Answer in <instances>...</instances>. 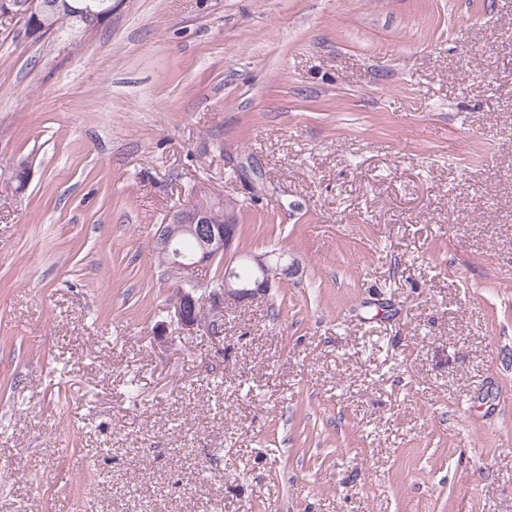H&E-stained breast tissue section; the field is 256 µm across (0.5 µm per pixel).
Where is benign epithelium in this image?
I'll return each instance as SVG.
<instances>
[{
    "mask_svg": "<svg viewBox=\"0 0 512 512\" xmlns=\"http://www.w3.org/2000/svg\"><path fill=\"white\" fill-rule=\"evenodd\" d=\"M13 16L21 15L32 18V23L45 31L46 26L40 25L43 15L46 14V5L43 0H6L0 8ZM211 208L204 204L187 203L182 205L173 214L168 224L162 225L157 239L156 254L160 259L176 271L177 278L200 265H206L210 260L222 253L234 258L240 256L235 247L237 228L234 224L233 211L224 207V223H210ZM189 235L198 243V251L187 256L175 248V240L179 236ZM248 263L253 275L247 279L241 278L232 270V262L225 263L227 272L224 276V287L210 297L211 314L217 318L223 316V299L233 296L239 300L254 299L265 295L272 288L273 278L270 270L276 271V278L283 279L295 272L294 264L288 262V254L280 252L276 255L265 252L261 254H248ZM203 301L197 288L189 284L180 287L178 295L174 298V316L181 328L187 332L194 331L199 326L197 309Z\"/></svg>",
    "mask_w": 512,
    "mask_h": 512,
    "instance_id": "benign-epithelium-1",
    "label": "benign epithelium"
}]
</instances>
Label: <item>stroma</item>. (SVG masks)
Listing matches in <instances>:
<instances>
[{
    "mask_svg": "<svg viewBox=\"0 0 512 512\" xmlns=\"http://www.w3.org/2000/svg\"><path fill=\"white\" fill-rule=\"evenodd\" d=\"M220 199L297 271L188 333ZM0 512H512V0L1 18ZM84 1L96 0H51V3H58L60 8L51 16L47 17L50 21L48 29L55 27V34L65 35L72 26L80 27L85 25L84 21L74 18V13L71 11V9H76L77 6ZM185 285L187 287L180 286L179 293L174 298V316L183 330L192 332L199 326L197 314L202 320L205 318L206 311L204 306H200L203 297L199 296L197 288L192 284Z\"/></svg>",
    "mask_w": 512,
    "mask_h": 512,
    "instance_id": "obj_1",
    "label": "stroma"
}]
</instances>
